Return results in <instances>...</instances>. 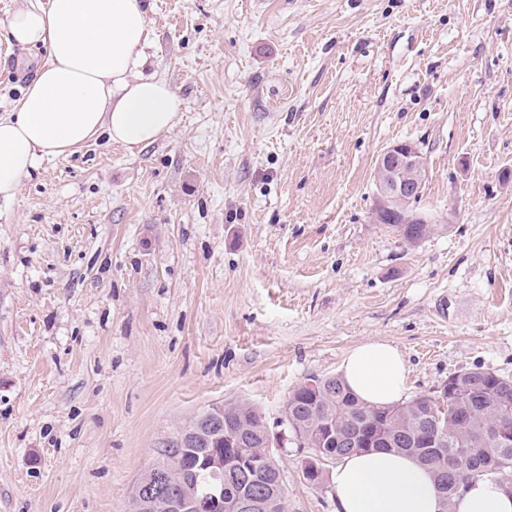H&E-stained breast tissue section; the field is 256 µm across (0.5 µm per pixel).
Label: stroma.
Returning a JSON list of instances; mask_svg holds the SVG:
<instances>
[{"label": "stroma", "mask_w": 512, "mask_h": 512, "mask_svg": "<svg viewBox=\"0 0 512 512\" xmlns=\"http://www.w3.org/2000/svg\"><path fill=\"white\" fill-rule=\"evenodd\" d=\"M147 74L182 120L137 153L107 136L0 199V512H129L155 450L246 400L305 480L290 393L354 346L395 344L409 393L512 378V0H147ZM0 0V116L47 54ZM400 141L427 175L409 245L375 218Z\"/></svg>", "instance_id": "obj_1"}]
</instances>
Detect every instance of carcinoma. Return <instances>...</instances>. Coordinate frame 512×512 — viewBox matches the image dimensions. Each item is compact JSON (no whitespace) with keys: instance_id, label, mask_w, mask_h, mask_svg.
Here are the masks:
<instances>
[{"instance_id":"cac0c4a2","label":"carcinoma","mask_w":512,"mask_h":512,"mask_svg":"<svg viewBox=\"0 0 512 512\" xmlns=\"http://www.w3.org/2000/svg\"><path fill=\"white\" fill-rule=\"evenodd\" d=\"M396 215L388 228L408 244H417L433 231L431 224H403ZM462 385L442 395L419 394L391 406L368 405L358 400L338 376L325 377L313 389L295 388L284 407V420L294 436L314 450V457L335 461L354 452L341 437L352 435L359 450L393 448L412 454L435 475L436 487L452 503L459 493L448 470L457 463L468 478L512 476V446L497 448L493 434L512 423V380L488 370H466ZM198 413L180 433L191 434L196 444L173 456L162 455L156 467L169 473V498L216 497L213 512L237 500L248 489L256 503L285 492L280 465L267 450L268 428L260 411L243 400L224 403V429L210 416ZM236 443L238 465L224 466V482L215 481L204 453L212 445L224 453L225 438Z\"/></svg>"}]
</instances>
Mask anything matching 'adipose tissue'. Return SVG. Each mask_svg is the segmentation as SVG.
Returning a JSON list of instances; mask_svg holds the SVG:
<instances>
[{"instance_id": "obj_1", "label": "adipose tissue", "mask_w": 512, "mask_h": 512, "mask_svg": "<svg viewBox=\"0 0 512 512\" xmlns=\"http://www.w3.org/2000/svg\"><path fill=\"white\" fill-rule=\"evenodd\" d=\"M8 34L20 45L40 44L48 60L0 116V197L12 198L39 160L69 155L100 132L134 153L176 126L178 95L139 73L148 39L143 0H30ZM340 373L370 405L402 402L408 390L406 358L387 341L353 348ZM330 484L339 512H512V490L485 477L444 504L432 472L394 450L341 457Z\"/></svg>"}]
</instances>
